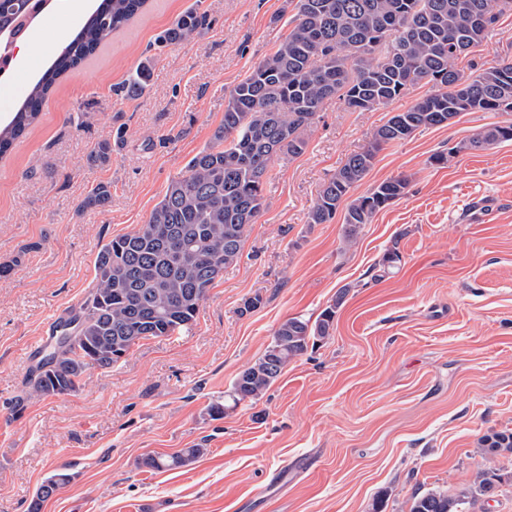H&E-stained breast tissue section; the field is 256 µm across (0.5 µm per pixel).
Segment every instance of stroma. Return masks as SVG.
I'll use <instances>...</instances> for the list:
<instances>
[{"mask_svg": "<svg viewBox=\"0 0 512 512\" xmlns=\"http://www.w3.org/2000/svg\"><path fill=\"white\" fill-rule=\"evenodd\" d=\"M194 5L208 26L157 48ZM295 14L293 0H148L66 74L39 123L0 157V263L20 261L0 279V512H28L63 464L71 480L41 512H372L379 499L383 512H409L417 493L458 494L483 466L501 479L465 512H512V455L480 445L512 431V141L430 163L507 114L467 112L385 146L355 195L398 175L410 184L352 245L341 220L308 221L322 186L393 113L429 94L424 84L370 111L324 105L303 153L272 159L242 256L188 328L88 369L71 394L29 391L28 346L80 307L97 284L99 248L148 220L223 122L229 91ZM38 27L26 66L0 88L1 122L76 24L52 0ZM147 57L151 90L117 99L113 87ZM507 57L512 11L458 67L468 76ZM104 139L115 143L111 161L89 164ZM100 182L112 185L110 203L81 209ZM391 248L400 263L375 278ZM257 294L261 306L242 312ZM338 297L330 339L289 363L259 401L209 417L281 322L316 319ZM196 445L202 454L183 467L141 463Z\"/></svg>", "mask_w": 512, "mask_h": 512, "instance_id": "obj_1", "label": "stroma"}]
</instances>
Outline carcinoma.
I'll list each match as a JSON object with an SVG mask.
<instances>
[{
  "label": "carcinoma",
  "instance_id": "1",
  "mask_svg": "<svg viewBox=\"0 0 512 512\" xmlns=\"http://www.w3.org/2000/svg\"><path fill=\"white\" fill-rule=\"evenodd\" d=\"M148 0H102L79 33L62 49L10 121L0 127V155L38 119L56 80L78 67L97 48L140 14ZM48 0H0V31L16 35L18 21L34 22ZM294 25L276 48L229 92L224 121L210 143L172 181L149 219L133 233L104 244L95 259L97 288L79 310L58 323L59 334L31 375L40 396L71 394L87 369H108L142 339L170 336L192 324L209 288L238 262L247 232L264 204L265 179L272 158L300 154L304 131L326 101L337 98L350 109L366 111L424 83L432 91L397 112L372 135L369 145L350 155L319 191L308 223L326 224L343 212V239L350 245L374 216L405 195L408 178L397 176L352 197L386 145L421 128L444 126L463 112H512V60L502 59L469 81L457 61L481 43L512 0H297ZM207 24L195 8L158 37L162 45L191 39ZM150 61L139 63L119 95L134 99L150 86ZM512 141V122L495 124L452 148L485 150ZM112 143L102 140L88 155L94 165L109 162ZM111 185L98 183L82 208L104 207ZM400 262L389 250L375 266L380 279ZM347 289L310 322L291 317L280 323L262 355L235 378L226 397L237 406L255 402L302 356L334 329L336 308ZM490 454H512V432L483 439ZM203 449L151 455L142 464L173 469L196 459ZM56 469L37 490L29 512L70 481ZM499 481L495 469L481 467L470 489L456 496L431 490L414 497L410 512H462L471 494L488 495Z\"/></svg>",
  "mask_w": 512,
  "mask_h": 512
}]
</instances>
